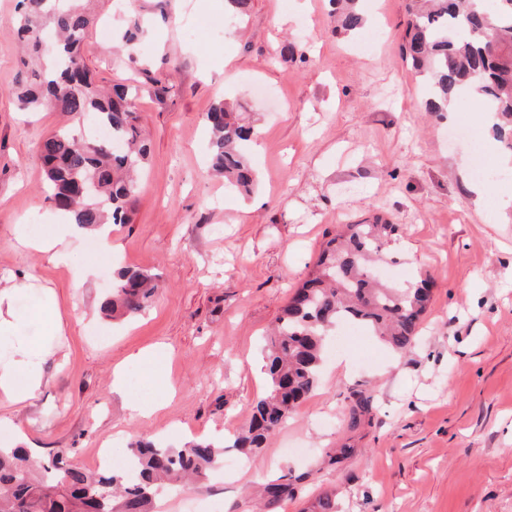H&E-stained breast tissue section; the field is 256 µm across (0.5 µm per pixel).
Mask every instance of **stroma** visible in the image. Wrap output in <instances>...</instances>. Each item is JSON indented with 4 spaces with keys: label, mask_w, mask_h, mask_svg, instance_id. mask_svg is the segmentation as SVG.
<instances>
[{
    "label": "stroma",
    "mask_w": 512,
    "mask_h": 512,
    "mask_svg": "<svg viewBox=\"0 0 512 512\" xmlns=\"http://www.w3.org/2000/svg\"><path fill=\"white\" fill-rule=\"evenodd\" d=\"M406 0H360L378 44L334 33L331 0H251L224 36L227 0H93L98 16L82 48L105 85L137 80L150 154L114 248L81 234L69 263L31 248L59 215L43 192L40 140L65 124L57 112L20 111L12 19L0 0V289L25 284L21 309L55 294L64 334L43 341L38 396L1 414L14 441L94 469L99 449L160 438L178 446L243 427L266 391L262 347L336 225L380 216L401 230L389 277L433 280L432 305L412 347L376 338L326 353L316 388L250 460L185 491H166L156 512H182L189 494L218 512H255L249 490L294 477L293 499L266 512H310L322 495L338 512H512V183L488 182L475 204L468 140L423 109L426 92L402 55ZM144 29L125 52L126 14ZM295 52H287V45ZM163 93H155L153 77ZM246 104L260 148L253 197L206 173L204 117L219 101ZM93 275L75 285L73 269ZM158 277L146 311L115 322L100 311L114 272ZM163 346L154 362L138 352ZM138 372L132 390L153 404L133 417L114 370ZM368 389L369 424H343L349 395ZM352 458L329 460L342 443Z\"/></svg>",
    "instance_id": "obj_1"
}]
</instances>
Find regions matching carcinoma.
<instances>
[{"instance_id": "cac0c4a2", "label": "carcinoma", "mask_w": 512, "mask_h": 512, "mask_svg": "<svg viewBox=\"0 0 512 512\" xmlns=\"http://www.w3.org/2000/svg\"><path fill=\"white\" fill-rule=\"evenodd\" d=\"M402 54L427 78L425 107L447 117L448 98L476 92L498 122L493 135L512 150V0H407ZM95 16L76 0H19L13 19L28 52L15 77L21 109L61 112L80 123L95 120L110 137L87 140L77 127H63L41 139L37 153L47 181V199L73 214L83 227L130 220L138 170L148 155L136 110L137 86L99 91L81 49ZM365 17L356 0L336 15V28L357 33ZM210 168L242 194L253 191L257 174L244 152L253 126L241 113L218 102L206 114ZM400 225L376 217L370 224H339L323 246L303 285L277 318L264 347L267 391L248 424L231 438L196 439L174 448L159 440L130 444L132 470L88 471L60 455L37 457L27 448H0V512H150L164 485L200 482L213 472L226 448L256 456L314 390L326 336L348 319L396 353L413 344L432 299L430 280L384 283L373 275ZM158 285L144 271L118 272L100 305L114 319L143 312ZM372 398L351 395L344 421L351 431L370 421ZM289 480L266 484L261 497L272 505L293 496Z\"/></svg>"}]
</instances>
